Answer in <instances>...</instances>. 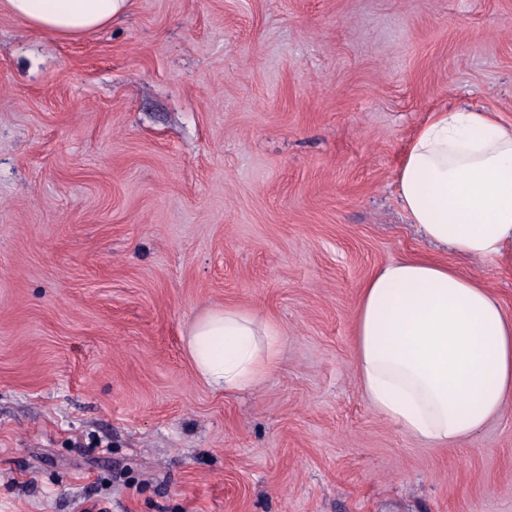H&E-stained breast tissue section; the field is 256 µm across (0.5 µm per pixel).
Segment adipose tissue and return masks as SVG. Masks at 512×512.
I'll return each instance as SVG.
<instances>
[{
    "label": "adipose tissue",
    "instance_id": "adipose-tissue-1",
    "mask_svg": "<svg viewBox=\"0 0 512 512\" xmlns=\"http://www.w3.org/2000/svg\"><path fill=\"white\" fill-rule=\"evenodd\" d=\"M129 0H0L62 39L97 31ZM411 223L438 246L512 267V125L489 112L439 111L418 129L398 175ZM187 349L211 389H258L276 369L277 327L251 311L206 312ZM354 365L373 411L440 446L469 438L512 404V315L478 277L435 258L388 262L365 282Z\"/></svg>",
    "mask_w": 512,
    "mask_h": 512
}]
</instances>
